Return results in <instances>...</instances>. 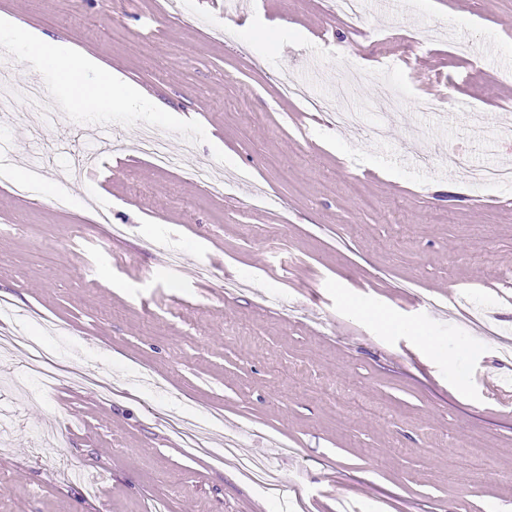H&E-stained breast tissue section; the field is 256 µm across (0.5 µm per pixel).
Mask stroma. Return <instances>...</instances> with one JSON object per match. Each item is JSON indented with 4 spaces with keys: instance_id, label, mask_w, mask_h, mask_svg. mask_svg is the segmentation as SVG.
<instances>
[{
    "instance_id": "35a3bbf8",
    "label": "stroma",
    "mask_w": 512,
    "mask_h": 512,
    "mask_svg": "<svg viewBox=\"0 0 512 512\" xmlns=\"http://www.w3.org/2000/svg\"><path fill=\"white\" fill-rule=\"evenodd\" d=\"M13 21L93 58L81 83L117 73L129 96L93 113L92 133L77 134L81 112L48 132L110 144L101 182L38 151L25 101L0 126L11 165L44 170L26 197L0 183V299L15 312L0 322L46 345L57 377L37 394L26 353L0 356V512H512V189L416 159L451 146L512 162V0H367L357 20L332 0H0V26ZM350 57L356 101L382 83L404 111L340 131L283 97L288 77L332 95ZM420 97L434 112L412 110ZM466 105L491 121L468 126ZM145 123L179 167L137 151ZM201 158L252 181L210 192ZM256 185L274 205H253ZM172 415L234 453L186 448ZM472 448L482 465L459 464ZM246 457L277 489L242 473Z\"/></svg>"
}]
</instances>
